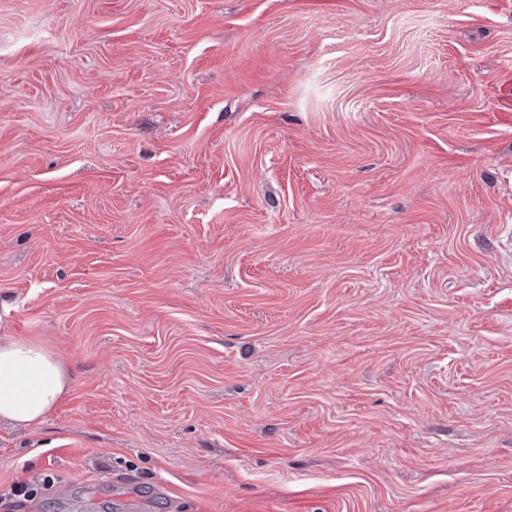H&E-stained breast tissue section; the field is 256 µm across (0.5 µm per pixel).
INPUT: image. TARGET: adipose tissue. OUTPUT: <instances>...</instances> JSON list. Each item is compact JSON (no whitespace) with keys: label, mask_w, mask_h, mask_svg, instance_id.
<instances>
[{"label":"adipose tissue","mask_w":512,"mask_h":512,"mask_svg":"<svg viewBox=\"0 0 512 512\" xmlns=\"http://www.w3.org/2000/svg\"><path fill=\"white\" fill-rule=\"evenodd\" d=\"M11 311L0 302V421L34 425L68 394L71 376L59 353L39 337L14 335Z\"/></svg>","instance_id":"obj_1"}]
</instances>
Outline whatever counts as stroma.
<instances>
[{"instance_id":"stroma-1","label":"stroma","mask_w":512,"mask_h":512,"mask_svg":"<svg viewBox=\"0 0 512 512\" xmlns=\"http://www.w3.org/2000/svg\"><path fill=\"white\" fill-rule=\"evenodd\" d=\"M0 299V512H512V0H0ZM12 308L0 302V421L42 423L68 394L71 376L59 353L38 336H15Z\"/></svg>"}]
</instances>
